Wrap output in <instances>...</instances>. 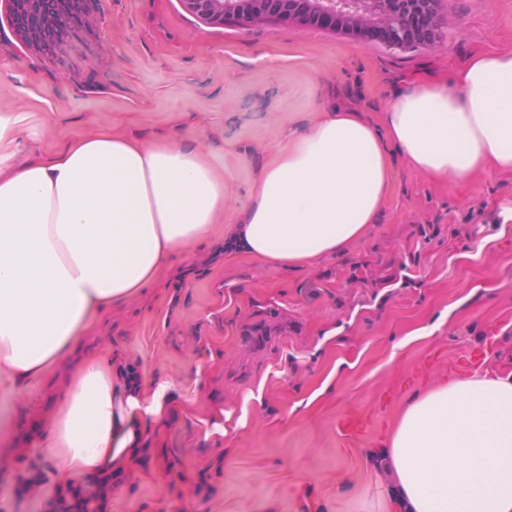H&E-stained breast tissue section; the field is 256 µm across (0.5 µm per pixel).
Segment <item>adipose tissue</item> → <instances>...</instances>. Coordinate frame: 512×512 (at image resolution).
Returning a JSON list of instances; mask_svg holds the SVG:
<instances>
[{"instance_id":"ef3b65f1","label":"adipose tissue","mask_w":512,"mask_h":512,"mask_svg":"<svg viewBox=\"0 0 512 512\" xmlns=\"http://www.w3.org/2000/svg\"><path fill=\"white\" fill-rule=\"evenodd\" d=\"M0 113V389L22 391L71 359L112 305L154 284L174 253L204 245L228 187L199 148L101 131L21 167ZM462 182L512 173V52L481 53L450 80L394 95L382 123L321 109L261 169L228 231L231 255L296 267L378 223L396 162ZM106 356L65 380L44 441L58 477H102L161 418ZM383 512H512V370L474 372L413 395L374 457Z\"/></svg>"}]
</instances>
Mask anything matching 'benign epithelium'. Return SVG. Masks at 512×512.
<instances>
[{"label": "benign epithelium", "mask_w": 512, "mask_h": 512, "mask_svg": "<svg viewBox=\"0 0 512 512\" xmlns=\"http://www.w3.org/2000/svg\"><path fill=\"white\" fill-rule=\"evenodd\" d=\"M28 45L45 55L62 48L69 19L93 0H7ZM192 14L209 22L259 21L277 17L317 24L350 34L368 31L390 47L432 45L440 37L441 5L447 0H183Z\"/></svg>", "instance_id": "obj_1"}]
</instances>
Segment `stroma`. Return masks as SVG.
<instances>
[{
	"instance_id": "stroma-1",
	"label": "stroma",
	"mask_w": 512,
	"mask_h": 512,
	"mask_svg": "<svg viewBox=\"0 0 512 512\" xmlns=\"http://www.w3.org/2000/svg\"><path fill=\"white\" fill-rule=\"evenodd\" d=\"M65 41L52 57L27 46L0 0L14 165L109 130L200 147L229 186L210 241L76 346L168 386L106 512H358L368 457L413 393L469 373L464 355L485 346L512 367V174L454 183L397 166L369 235L295 269L228 257L224 228L285 127L330 105L380 109L473 54L512 52V0H450L439 42L407 49L278 18L213 24L181 0H100ZM428 224L441 234L426 243ZM56 407L48 377L0 392V512H51L61 495L42 439ZM348 416L364 424L353 439L337 427Z\"/></svg>"
}]
</instances>
